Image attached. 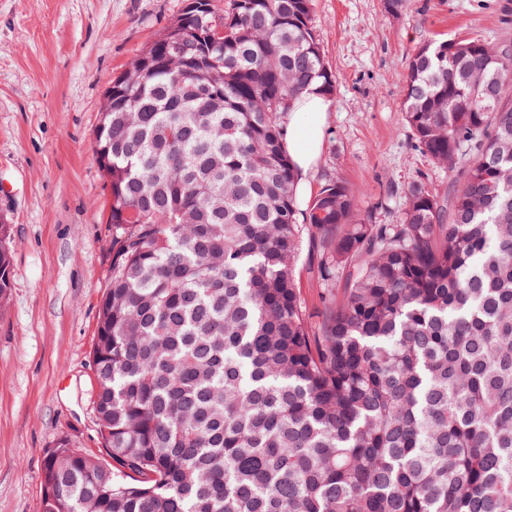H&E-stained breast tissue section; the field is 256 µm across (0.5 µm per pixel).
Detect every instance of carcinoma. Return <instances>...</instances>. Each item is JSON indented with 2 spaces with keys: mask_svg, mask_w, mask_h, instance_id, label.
<instances>
[{
  "mask_svg": "<svg viewBox=\"0 0 512 512\" xmlns=\"http://www.w3.org/2000/svg\"><path fill=\"white\" fill-rule=\"evenodd\" d=\"M311 14L188 0L112 79L92 350L111 462L59 440L41 512H512V41L412 54L405 125L455 180L366 224L336 181L300 208L281 119L335 91ZM10 238L0 217L1 312ZM296 277L300 281L302 296L310 311L318 305L319 294L322 291L316 277L310 268V256L305 251L296 266Z\"/></svg>",
  "mask_w": 512,
  "mask_h": 512,
  "instance_id": "carcinoma-1",
  "label": "carcinoma"
}]
</instances>
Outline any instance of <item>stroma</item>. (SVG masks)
Segmentation results:
<instances>
[{"instance_id":"35a3bbf8","label":"stroma","mask_w":512,"mask_h":512,"mask_svg":"<svg viewBox=\"0 0 512 512\" xmlns=\"http://www.w3.org/2000/svg\"><path fill=\"white\" fill-rule=\"evenodd\" d=\"M335 81L312 192L357 196L358 216L398 223L414 182L448 195L451 173L418 150L400 101L430 41L512 40V0H312ZM184 0H0V216L13 284L0 314V512H40L46 451L68 438L106 460L91 350L110 277V192L93 151L104 92Z\"/></svg>"}]
</instances>
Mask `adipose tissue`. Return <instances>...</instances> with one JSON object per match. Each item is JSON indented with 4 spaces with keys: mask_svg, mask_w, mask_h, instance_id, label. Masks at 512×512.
Wrapping results in <instances>:
<instances>
[{
    "mask_svg": "<svg viewBox=\"0 0 512 512\" xmlns=\"http://www.w3.org/2000/svg\"><path fill=\"white\" fill-rule=\"evenodd\" d=\"M330 108L329 97L309 89L298 96L283 119L288 153L300 175V192L308 191L309 179L321 157Z\"/></svg>",
    "mask_w": 512,
    "mask_h": 512,
    "instance_id": "ef3b65f1",
    "label": "adipose tissue"
}]
</instances>
